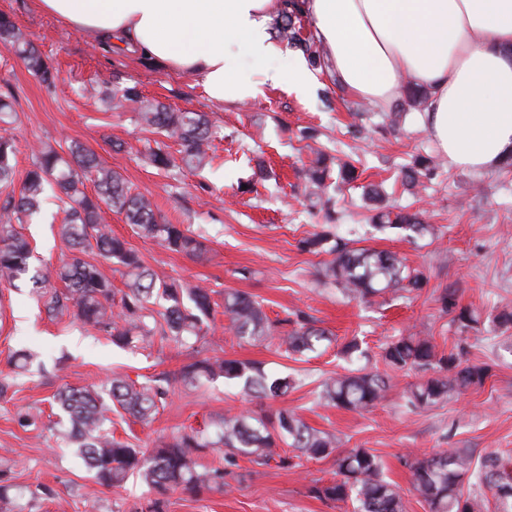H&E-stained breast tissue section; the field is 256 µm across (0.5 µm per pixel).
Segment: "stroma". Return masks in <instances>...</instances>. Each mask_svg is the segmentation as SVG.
Wrapping results in <instances>:
<instances>
[{
    "label": "stroma",
    "instance_id": "35a3bbf8",
    "mask_svg": "<svg viewBox=\"0 0 512 512\" xmlns=\"http://www.w3.org/2000/svg\"><path fill=\"white\" fill-rule=\"evenodd\" d=\"M0 13L28 32L60 78L57 91H49L0 47V94L13 97L16 111L8 133L18 147L17 174L30 165L31 145L78 141L138 190L151 193L165 221L190 226L207 239L208 259L195 260L141 237L124 215L104 211V223L147 266L207 286L216 302H223L225 290H240L256 296L269 318L303 312L338 342L359 337L369 351L368 366L375 371L385 370L382 344L412 326L432 337L438 351L461 350L464 362L491 369L483 387L417 410L405 403L414 375L388 372L390 388L384 400L359 414L316 400L319 382L344 365L336 344L294 359L266 341H238L227 330L219 344H200L202 356L257 361L266 370L300 379V386L278 400L245 396L220 380L179 386L150 424L113 416L116 438L151 449L175 435L214 427L230 406L258 413L288 407L311 427L335 434L339 452L365 448L377 455L398 486L407 512H428L411 491V473L402 461L407 450L431 454L459 448L477 458L489 453L512 457V328L492 323L499 311L512 309V171L497 167L471 172L445 165L412 196L398 180L401 168L414 156L439 153L418 113L389 125L379 109L359 105L354 98L341 101L329 75L319 72L309 96L268 88L247 105L221 106L208 100L190 76L131 54L104 51L39 10L36 0H0ZM92 85L106 91L134 86L145 98L173 109L207 113L213 124L212 169L171 177L144 164L140 152L151 133L136 126L129 114L105 109L91 98L86 89ZM306 126L318 129L325 153L357 167L358 177L350 186L329 192L339 234L359 246L404 257L409 268L426 278L420 291L366 303L321 284L326 255L298 247L301 238L326 221L323 210L308 204L295 176L296 168L312 159L300 138ZM247 182L252 191L241 192ZM369 184L384 185L391 204L423 212L434 235L409 242L374 231L362 201ZM56 211V204L48 203L43 219L20 227L39 258L53 264L67 251L53 221ZM445 287L455 289L458 304L475 309L484 321L481 331L467 340L458 339L450 315L441 311L438 296ZM19 346L37 352L48 372L13 380L0 398V471L19 486L42 484L52 493L36 499L15 497L8 512H147L156 494L138 478H129L119 488L100 485L48 432L22 430L14 415L23 407L48 408L49 398L62 385L82 386L115 374L148 376L178 368L180 357L158 343L148 351H122L80 322L51 323L39 312L27 281L0 294V370ZM335 474L332 456L290 470L274 464L260 467L242 458L226 476L224 490L198 495L177 490L166 495L163 510L353 512L351 503L324 502L311 492L316 483Z\"/></svg>",
    "mask_w": 512,
    "mask_h": 512
}]
</instances>
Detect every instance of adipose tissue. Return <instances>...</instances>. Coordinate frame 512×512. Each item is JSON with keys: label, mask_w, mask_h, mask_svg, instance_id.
I'll return each mask as SVG.
<instances>
[{"label": "adipose tissue", "mask_w": 512, "mask_h": 512, "mask_svg": "<svg viewBox=\"0 0 512 512\" xmlns=\"http://www.w3.org/2000/svg\"><path fill=\"white\" fill-rule=\"evenodd\" d=\"M91 42L193 77L209 100L245 104L264 87L310 91L271 26L284 0H38ZM330 73L354 98L390 105L427 89L422 124L450 166L512 156V0H306Z\"/></svg>", "instance_id": "adipose-tissue-1"}]
</instances>
